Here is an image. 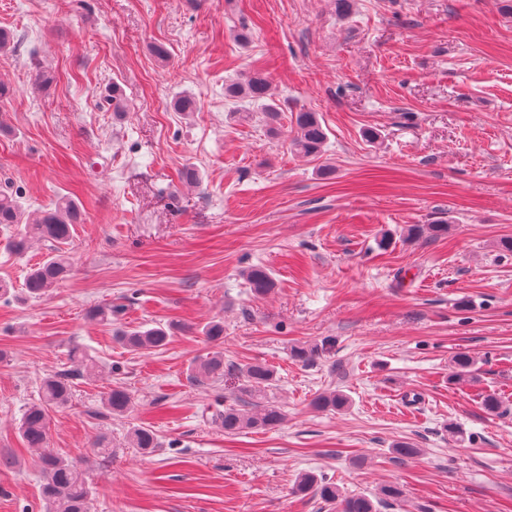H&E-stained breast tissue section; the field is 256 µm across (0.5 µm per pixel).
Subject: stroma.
<instances>
[{
    "label": "stroma",
    "mask_w": 512,
    "mask_h": 512,
    "mask_svg": "<svg viewBox=\"0 0 512 512\" xmlns=\"http://www.w3.org/2000/svg\"><path fill=\"white\" fill-rule=\"evenodd\" d=\"M0 29L22 38L0 51V181L25 213L63 194L84 213L73 274L43 297L23 291L46 247L0 248V453L17 460L0 470V512H41L18 425L75 346L98 370L53 412L49 449L80 461L91 512H328L296 492L305 473L347 494L399 487L381 512H512V253L497 247L512 236V0H355L347 15L335 0H0ZM253 69L277 122L224 98ZM114 84L121 117L103 105ZM184 94L198 111L173 110ZM300 111L326 130L318 155L289 144ZM440 223L447 234L407 238ZM253 265L273 278L266 295L243 276ZM109 303L116 325L182 329L129 351L88 315ZM212 320L224 379L196 383ZM460 351L478 370L452 383ZM253 362L274 369L285 420L225 434ZM116 385L131 411L100 416ZM328 390L348 407L312 409ZM492 392L494 415L479 401ZM136 427L156 434L153 454L133 448ZM401 441L420 455L397 459Z\"/></svg>",
    "instance_id": "35a3bbf8"
}]
</instances>
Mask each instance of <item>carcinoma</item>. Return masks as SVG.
<instances>
[{"instance_id": "cac0c4a2", "label": "carcinoma", "mask_w": 512, "mask_h": 512, "mask_svg": "<svg viewBox=\"0 0 512 512\" xmlns=\"http://www.w3.org/2000/svg\"><path fill=\"white\" fill-rule=\"evenodd\" d=\"M224 95L232 100L260 102L271 120L278 117V104L271 91L267 76L253 70L244 77L224 88ZM295 134L290 140L293 149L311 156L321 152L327 134L314 112H298L295 115ZM81 223V210L78 203L68 197L57 199L53 207L43 211L29 221L17 201V191L6 183L0 188V224H13L15 230L5 242V248L17 256L25 255L32 241L42 242L48 250L46 259L30 269L24 290L31 298H39L50 289L65 282L72 270L68 246L71 244L75 225ZM448 232L446 224H413L408 228L407 237L415 240L425 234L438 236ZM245 277L249 288L256 295L266 294L273 286L267 270L260 266L247 269ZM172 325H158L146 330L115 331L116 339L126 348L135 351H155L165 348L174 334ZM209 343L224 341V323L219 320L209 322L202 330ZM476 359L466 352L456 353L451 360V373L448 380L459 382L475 370ZM241 377L240 403L224 408L221 424L224 432L236 435L245 430H270L284 421L281 409L266 400V392L275 381V373L264 363H252L239 369ZM224 378V353L210 351L195 368V379L220 380ZM72 397V378L65 374L47 375L40 385V398L24 411L18 432L30 448L47 447L51 418L50 412L67 405ZM133 404L131 393L119 386L104 393L101 413L106 416H122ZM348 404L346 395L331 391L317 395L312 406L317 410H341ZM134 447L144 454L158 448L155 433L147 428L137 427L131 432ZM40 468L44 479L42 493L45 512H89L92 490L84 477L80 464L52 453L40 458ZM297 491L313 494L322 502L336 508L338 512H378L383 505L400 498L401 491L396 486L381 489L379 496L370 498L365 494L345 495L333 483L304 474L297 482Z\"/></svg>"}]
</instances>
